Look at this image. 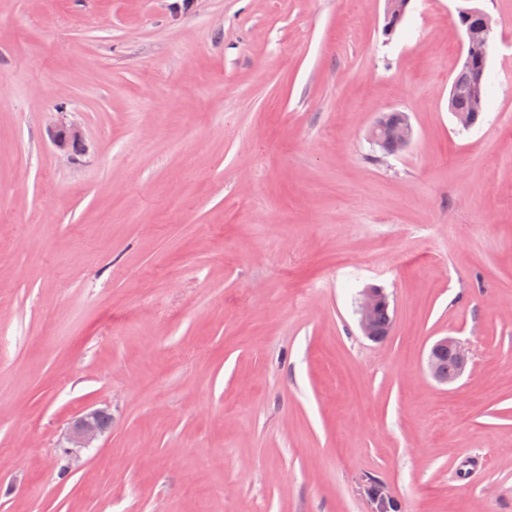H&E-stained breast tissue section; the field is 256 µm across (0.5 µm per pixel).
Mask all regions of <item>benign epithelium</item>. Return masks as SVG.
<instances>
[{
	"mask_svg": "<svg viewBox=\"0 0 512 512\" xmlns=\"http://www.w3.org/2000/svg\"><path fill=\"white\" fill-rule=\"evenodd\" d=\"M410 2L411 0H384L383 36L393 35L397 25L405 17ZM458 18L464 23V53L462 65L451 82L449 99H454L459 91L466 93L470 98L472 112L478 115L484 111V75L494 24L488 13L478 9L462 8L458 11ZM49 134L55 146L65 154L79 147L82 141L79 130L64 122L51 126ZM370 136L377 144L381 143L380 137H385L390 142L387 154L395 155L411 145L414 128L408 118L397 125L390 124L387 121V114L383 113L374 121ZM386 305L387 296L382 289L370 287L362 291L358 303V321L361 331L368 338L383 340V337L376 333V317ZM445 352L453 356L457 362V371L448 377L439 372V359ZM468 360L467 348L446 336L431 346L427 356V369L435 380L452 383L463 375ZM105 431L104 413L100 410H87L71 426L69 442L74 448H90Z\"/></svg>",
	"mask_w": 512,
	"mask_h": 512,
	"instance_id": "1",
	"label": "benign epithelium"
}]
</instances>
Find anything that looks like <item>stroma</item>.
<instances>
[{"instance_id":"stroma-1","label":"stroma","mask_w":512,"mask_h":512,"mask_svg":"<svg viewBox=\"0 0 512 512\" xmlns=\"http://www.w3.org/2000/svg\"><path fill=\"white\" fill-rule=\"evenodd\" d=\"M383 6L0 0V512H512V0L389 39ZM462 8L495 22L468 129ZM387 113H381L374 121L370 136L377 144H382L380 136L390 142V148L386 155H395L408 148L414 139V128L408 116L399 124L393 125L387 121ZM49 134L55 146L65 154L79 147L82 141L79 130L65 122H58L51 126ZM387 304V296L381 288L370 287L362 291L357 310L358 321L361 331L368 338L381 341L386 337L392 323L390 307L384 308ZM376 317L379 336L376 333ZM448 353H445L447 352ZM444 354L441 361L443 372L448 376L455 370V364L451 355L457 362V371L451 376H443L439 372V359ZM469 360V351L460 342L451 337H444L433 343L427 356V369L429 374L435 380L441 383H452L460 378L467 367ZM104 413L100 410H86L71 426L69 448H90L106 431Z\"/></svg>"}]
</instances>
